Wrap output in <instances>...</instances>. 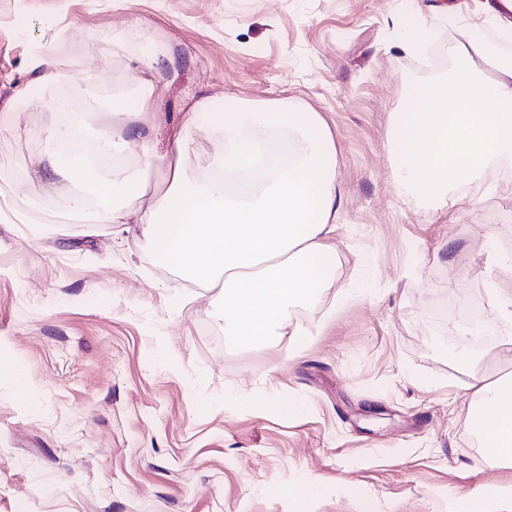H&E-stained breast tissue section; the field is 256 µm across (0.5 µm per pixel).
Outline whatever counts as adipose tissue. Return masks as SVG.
Returning <instances> with one entry per match:
<instances>
[{
	"label": "adipose tissue",
	"mask_w": 512,
	"mask_h": 512,
	"mask_svg": "<svg viewBox=\"0 0 512 512\" xmlns=\"http://www.w3.org/2000/svg\"><path fill=\"white\" fill-rule=\"evenodd\" d=\"M457 67L430 83L408 79L418 109L402 115L393 138L399 159L395 186L407 195L447 200L448 191L481 175L499 158H512V58L496 56L471 38L457 41ZM492 68L482 79L473 56ZM219 122L224 142L206 157L204 176L183 181L177 160L190 144L175 134L171 156L141 150L125 160L127 142L96 140L100 163L79 159L50 172L81 183L87 195L71 199L83 224L114 220V192L143 185L151 172L171 175L160 207L165 221L138 206L126 208L166 266L209 285L222 282L228 343L259 344L278 335L289 306L305 304L332 280L338 208L336 152L317 113L227 112ZM471 370L468 425L486 459L512 467V378L491 374L493 359L464 360Z\"/></svg>",
	"instance_id": "obj_1"
}]
</instances>
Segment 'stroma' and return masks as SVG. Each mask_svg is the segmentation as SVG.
<instances>
[{
  "instance_id": "stroma-1",
  "label": "stroma",
  "mask_w": 512,
  "mask_h": 512,
  "mask_svg": "<svg viewBox=\"0 0 512 512\" xmlns=\"http://www.w3.org/2000/svg\"><path fill=\"white\" fill-rule=\"evenodd\" d=\"M483 3L0 0V512H456L512 481L469 431L470 375L446 347L477 359L512 341L495 320L474 345L463 322L512 293V162L450 204L413 203L391 148L407 76L466 35L512 57ZM408 27L419 50L401 45ZM104 38L112 55L89 59ZM43 45L60 76L89 74L97 109L27 83ZM157 58L163 91L144 110ZM264 105L318 113L333 139L335 272L278 336L232 345L222 286L163 265L141 235L69 218L40 132L75 120L160 155L179 132L195 178L224 138L216 115Z\"/></svg>"
}]
</instances>
